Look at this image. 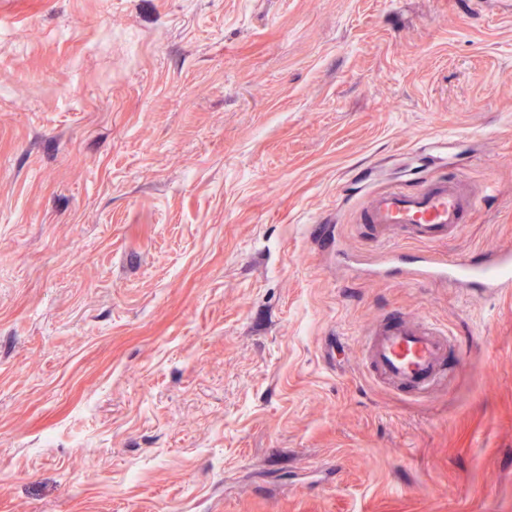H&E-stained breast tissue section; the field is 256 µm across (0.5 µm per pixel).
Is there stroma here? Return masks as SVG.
<instances>
[{"mask_svg":"<svg viewBox=\"0 0 512 512\" xmlns=\"http://www.w3.org/2000/svg\"><path fill=\"white\" fill-rule=\"evenodd\" d=\"M0 87V512H512V292L356 221L444 168L512 247V0H0ZM415 279L433 281L450 288L480 286L488 296L510 292L512 288V250L491 257L477 254L447 260L437 252L422 255L411 268ZM365 335L362 368L398 390L422 395L448 376L449 337L429 318L393 315Z\"/></svg>","mask_w":512,"mask_h":512,"instance_id":"obj_1","label":"stroma"}]
</instances>
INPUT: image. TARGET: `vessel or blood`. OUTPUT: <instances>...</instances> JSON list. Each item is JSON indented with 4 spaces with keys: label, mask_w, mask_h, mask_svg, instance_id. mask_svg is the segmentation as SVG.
Returning a JSON list of instances; mask_svg holds the SVG:
<instances>
[{
    "label": "vessel or blood",
    "mask_w": 512,
    "mask_h": 512,
    "mask_svg": "<svg viewBox=\"0 0 512 512\" xmlns=\"http://www.w3.org/2000/svg\"><path fill=\"white\" fill-rule=\"evenodd\" d=\"M479 202L478 195L457 175L419 177L416 185L390 186L369 192L359 211V223L369 225L376 246L399 236L427 246L413 266L416 278L451 288L480 286L488 295L512 290V250L487 257L452 260L435 253V246L455 239ZM449 338L428 318L394 315L379 320L367 332L362 366L370 375L396 389L422 395L448 375Z\"/></svg>",
    "instance_id": "1"
}]
</instances>
